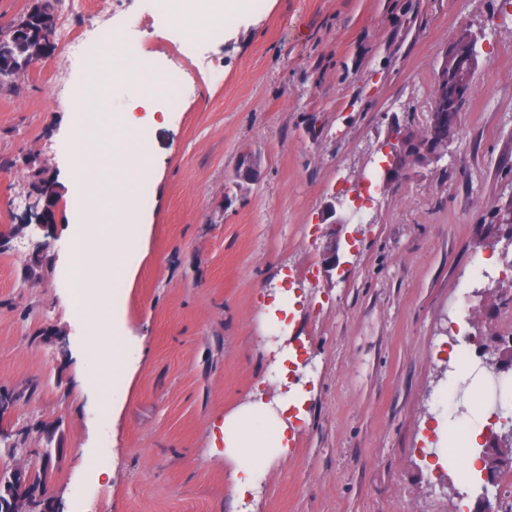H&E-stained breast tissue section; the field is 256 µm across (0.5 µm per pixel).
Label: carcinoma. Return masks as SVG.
Listing matches in <instances>:
<instances>
[{
    "label": "carcinoma",
    "instance_id": "obj_1",
    "mask_svg": "<svg viewBox=\"0 0 512 512\" xmlns=\"http://www.w3.org/2000/svg\"><path fill=\"white\" fill-rule=\"evenodd\" d=\"M58 2L49 0L45 7L33 0L25 14L0 31V86L15 83L22 63L30 59L31 48L47 41L50 25L44 9L56 15ZM46 477L45 470H1L0 512H13L12 502L18 497L28 500L27 512H51Z\"/></svg>",
    "mask_w": 512,
    "mask_h": 512
}]
</instances>
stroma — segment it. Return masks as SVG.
<instances>
[{
  "mask_svg": "<svg viewBox=\"0 0 512 512\" xmlns=\"http://www.w3.org/2000/svg\"><path fill=\"white\" fill-rule=\"evenodd\" d=\"M107 25L178 76L146 134L148 201L122 290L133 358L116 391L88 384L63 278L62 148L86 78L61 44L0 87V231L29 205L27 156L58 187L54 224L0 247V389L18 396L0 428L26 446L0 441V463L46 470L59 512H476L485 498L506 512L512 463L491 482L436 464L483 408L433 401L480 387L449 370L457 328L488 361L512 330V243L494 216L512 201V0H250L219 38L187 41L153 0H124ZM464 32L478 64L447 154L385 180L390 142L427 128L441 56ZM246 158L250 181L236 177ZM258 394L302 405L242 496L219 426ZM99 464L111 480L92 476Z\"/></svg>",
  "mask_w": 512,
  "mask_h": 512,
  "instance_id": "35a3bbf8",
  "label": "stroma"
}]
</instances>
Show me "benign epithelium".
Segmentation results:
<instances>
[{
	"label": "benign epithelium",
	"instance_id": "1",
	"mask_svg": "<svg viewBox=\"0 0 512 512\" xmlns=\"http://www.w3.org/2000/svg\"><path fill=\"white\" fill-rule=\"evenodd\" d=\"M475 44V38L463 32L452 46L443 52L435 79L429 126L418 139L406 134L395 136V143L390 146L388 164L384 166L385 177L389 178L398 173L411 157L432 155L440 158L448 149V137L444 135L443 130L464 111L471 95L472 78L477 65ZM55 192L56 183L51 177L43 178L37 187L30 189V196L34 197V202L29 207L27 223L35 222L42 226L47 224L44 212L38 210V206L41 199H46ZM508 455L512 456V428L501 436L493 437V443L486 448L484 462L489 477L495 476Z\"/></svg>",
	"mask_w": 512,
	"mask_h": 512
}]
</instances>
